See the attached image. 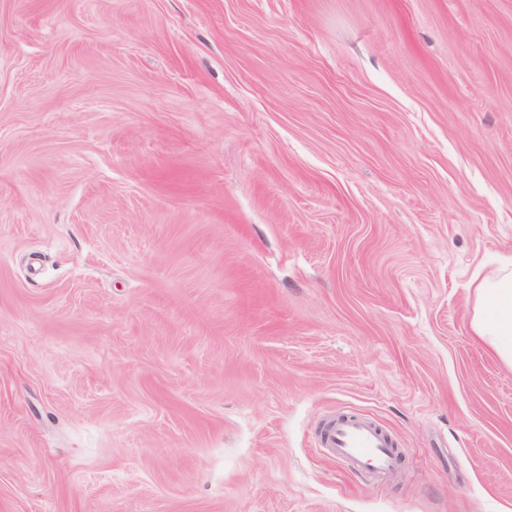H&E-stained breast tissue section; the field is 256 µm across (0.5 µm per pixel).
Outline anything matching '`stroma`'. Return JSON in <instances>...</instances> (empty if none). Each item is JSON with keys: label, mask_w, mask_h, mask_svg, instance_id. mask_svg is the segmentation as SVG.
I'll use <instances>...</instances> for the list:
<instances>
[{"label": "stroma", "mask_w": 512, "mask_h": 512, "mask_svg": "<svg viewBox=\"0 0 512 512\" xmlns=\"http://www.w3.org/2000/svg\"><path fill=\"white\" fill-rule=\"evenodd\" d=\"M508 252L512 0H0V512H512ZM470 328L504 366L512 369V255L493 270L476 274ZM319 447L325 454L347 461L368 479L391 474L401 462L390 436L374 421L356 414L331 419L322 431Z\"/></svg>", "instance_id": "35a3bbf8"}]
</instances>
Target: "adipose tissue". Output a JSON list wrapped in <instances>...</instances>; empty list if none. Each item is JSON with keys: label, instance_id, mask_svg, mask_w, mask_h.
Wrapping results in <instances>:
<instances>
[{"label": "adipose tissue", "instance_id": "ef3b65f1", "mask_svg": "<svg viewBox=\"0 0 512 512\" xmlns=\"http://www.w3.org/2000/svg\"><path fill=\"white\" fill-rule=\"evenodd\" d=\"M470 328L504 366L512 369V255L493 270L476 275Z\"/></svg>", "mask_w": 512, "mask_h": 512}]
</instances>
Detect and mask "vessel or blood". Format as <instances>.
<instances>
[{
  "instance_id": "1",
  "label": "vessel or blood",
  "mask_w": 512,
  "mask_h": 512,
  "mask_svg": "<svg viewBox=\"0 0 512 512\" xmlns=\"http://www.w3.org/2000/svg\"><path fill=\"white\" fill-rule=\"evenodd\" d=\"M319 447L369 479L391 474L401 462L390 436L374 421L356 414L331 419L322 431Z\"/></svg>"
}]
</instances>
